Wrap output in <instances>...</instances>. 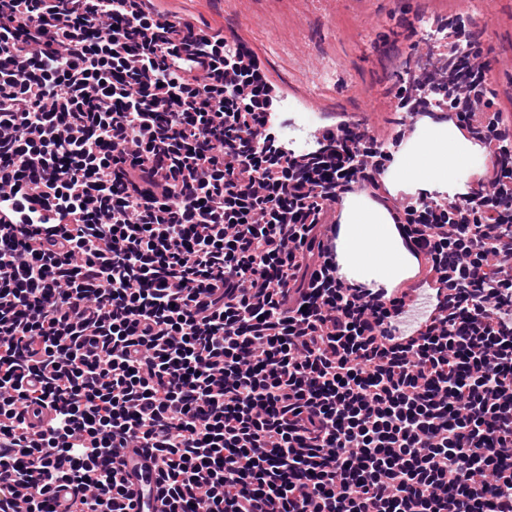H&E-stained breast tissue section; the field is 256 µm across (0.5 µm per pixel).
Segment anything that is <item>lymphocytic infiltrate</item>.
I'll return each instance as SVG.
<instances>
[{"mask_svg":"<svg viewBox=\"0 0 512 512\" xmlns=\"http://www.w3.org/2000/svg\"><path fill=\"white\" fill-rule=\"evenodd\" d=\"M448 32L452 84H401L393 136L298 151L243 45L152 0H0V512H512V121ZM431 116L495 154L390 189ZM355 195L398 287L341 271ZM136 450V453H135ZM127 460L133 459L137 464H128V467L123 469L124 477L133 484L134 488H139L141 485H148L153 481L154 469L151 467L152 463L145 452L136 448H130L125 456Z\"/></svg>","mask_w":512,"mask_h":512,"instance_id":"1","label":"lymphocytic infiltrate"}]
</instances>
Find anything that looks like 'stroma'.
<instances>
[{"label":"stroma","instance_id":"35a3bbf8","mask_svg":"<svg viewBox=\"0 0 512 512\" xmlns=\"http://www.w3.org/2000/svg\"><path fill=\"white\" fill-rule=\"evenodd\" d=\"M157 10L223 32L252 47L281 93L292 125L282 131L307 146L320 117L345 116L380 126L410 58L432 53L424 19L446 0H154ZM490 87L512 96V0H476Z\"/></svg>","mask_w":512,"mask_h":512}]
</instances>
